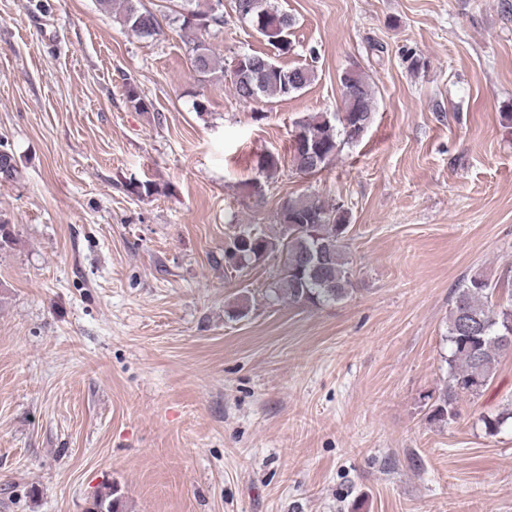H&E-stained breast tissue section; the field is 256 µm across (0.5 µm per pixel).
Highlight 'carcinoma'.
Instances as JSON below:
<instances>
[{
    "label": "carcinoma",
    "instance_id": "obj_1",
    "mask_svg": "<svg viewBox=\"0 0 512 512\" xmlns=\"http://www.w3.org/2000/svg\"><path fill=\"white\" fill-rule=\"evenodd\" d=\"M127 31L140 38L160 35L161 24L154 11L142 0H97ZM173 21L179 23L181 37L190 48V64L197 81L228 80L239 101L287 99L301 92L315 80L310 67L279 68L267 71L262 66L266 55H243L236 71L224 66V57L201 40L203 31L186 33L188 17L211 15L210 28L224 25V13L213 11L221 0H170ZM237 17L252 27L272 47H277L281 29H292L294 18L278 9L272 0H234ZM340 82L345 89L342 111L306 115L294 122L291 164L301 173L314 176L328 167L346 144L359 138L358 124L369 127L374 118L375 88L368 76L358 69L343 72ZM127 102L146 112L151 103L136 85H124ZM280 167L279 157L271 152L257 156L256 176L243 183L248 195L264 196L266 180ZM18 175L14 153L0 149V178L13 180ZM278 238L270 239L254 228L243 227L229 238L224 247V265L238 269L278 253L281 268L273 294L295 303L322 305L345 299L352 285L353 270L344 251L348 217L342 207L310 195L288 198L281 204ZM501 287L481 269L464 277L454 289L448 312L446 341L450 347L448 382L431 405L430 419L446 423L457 416L461 395L476 397L493 381L500 359L512 353V303L496 307L494 291ZM512 421V406L496 415L482 417L485 433L495 436ZM87 512H124L123 495L115 486L97 494Z\"/></svg>",
    "mask_w": 512,
    "mask_h": 512
}]
</instances>
